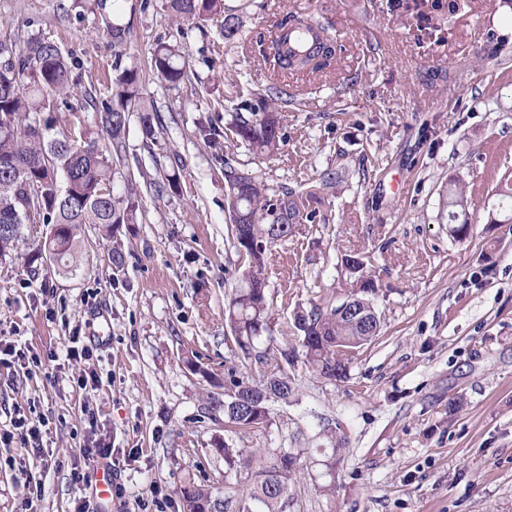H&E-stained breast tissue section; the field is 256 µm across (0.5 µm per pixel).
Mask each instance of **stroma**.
<instances>
[{
	"label": "stroma",
	"instance_id": "obj_1",
	"mask_svg": "<svg viewBox=\"0 0 512 512\" xmlns=\"http://www.w3.org/2000/svg\"><path fill=\"white\" fill-rule=\"evenodd\" d=\"M382 0H224L242 22L241 40L220 20L175 19L166 0H118L113 20L129 26L115 50L85 0H0V35L38 34L75 61V93L60 125L91 128L82 93L110 94L114 60L136 67L142 99L162 127L145 147L130 125L117 193L172 171L180 187L143 194L137 221L114 238L83 229L76 269L30 265L38 242L26 233L0 261V331L48 355L31 373L0 375V420L35 405L48 419L57 469L0 447V512H16L26 481L44 484L42 512H71L93 495L98 476L71 472L83 454L91 405L98 428L119 451L112 472L122 495L99 512H156L152 487L181 512L184 486L224 485L225 442L253 452L300 448L292 512H512V62L490 56L491 37L512 43V0H458L455 14L433 12L429 28L392 14ZM335 21L344 49L333 74L288 78L293 103L279 110L284 143L260 157L245 146L237 162L271 187L316 192L313 220L268 253L270 344L294 338L293 315L341 291L337 260L371 257L382 276L374 303L382 328L353 353L347 377L331 381L297 363L289 403H271V426L237 434L210 397H223L228 369L257 380L275 360L241 364L224 306L239 282L224 210V148L203 140L198 120L224 123L242 92L264 89L269 73L249 42L268 34L280 5ZM183 48L188 79L170 87L151 68L158 42ZM342 171L336 189L321 187ZM465 187L475 228L454 240L448 194ZM125 255L112 266L113 248ZM80 328L95 348L102 379L91 394L73 390L74 366L56 364ZM336 491L323 490L322 449L335 427Z\"/></svg>",
	"mask_w": 512,
	"mask_h": 512
}]
</instances>
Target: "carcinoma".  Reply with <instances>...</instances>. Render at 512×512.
Instances as JSON below:
<instances>
[{"instance_id":"1","label":"carcinoma","mask_w":512,"mask_h":512,"mask_svg":"<svg viewBox=\"0 0 512 512\" xmlns=\"http://www.w3.org/2000/svg\"><path fill=\"white\" fill-rule=\"evenodd\" d=\"M168 9L178 18L207 21L223 18L224 38L235 40L239 18L227 13L224 0H167ZM272 27L290 33L304 32L310 47L295 54L286 42L271 35L255 41L259 59L271 72L272 80L253 99L241 100L237 111L224 127L200 121L199 130L211 143L222 139L224 146V208L231 223L232 245L241 263L240 285L224 310L238 347V357L261 360L266 353L256 350L255 342L267 330L269 303L265 274L268 247L288 240L302 219H313L308 209L311 191L287 186L273 188L252 170L237 164L231 148L246 144L255 154L271 157L283 143L277 109L291 101L290 92L279 76L324 74L331 70L343 50L340 34L330 20L286 5L280 8ZM74 61L53 42L31 36L19 45L0 39V258L11 255L24 227L31 223L51 225L50 236L39 244L32 260L46 254L58 269L69 271L80 245L85 224H94L112 237L116 224L136 223L141 199L138 187L130 184L125 196L113 192L114 163L126 153V137L132 114H138L144 144L155 142L161 120L155 106L141 103L137 89L138 70L122 66V54L115 57L112 96L101 98L84 90L96 126L106 137L108 147L88 138L87 131L71 136L57 128L55 113L70 109L73 88L70 82ZM155 73L171 86L188 80L187 63L179 47L157 44L152 55ZM179 174L145 182L150 193L160 196L178 184ZM450 233L459 241L469 236L472 223L468 199L462 187L448 198ZM340 266L345 287L338 299L325 298L295 314L294 329L303 348L304 359L315 372L333 380L347 378L349 356L370 342L380 331L378 312L356 319L341 310L358 300L373 302L380 287V273L360 255H345ZM276 372L258 383H250L232 370L224 378V429L248 430L257 418L271 424L268 403L288 401L294 391L288 370L295 367V350L280 351ZM224 455V480L249 485L248 499L259 509L242 512H288L290 486L297 478L301 450L278 448L262 465H253L243 448L229 444L219 449ZM183 512H205L212 508L226 512L231 497L220 499L203 486L190 484L181 491Z\"/></svg>"}]
</instances>
